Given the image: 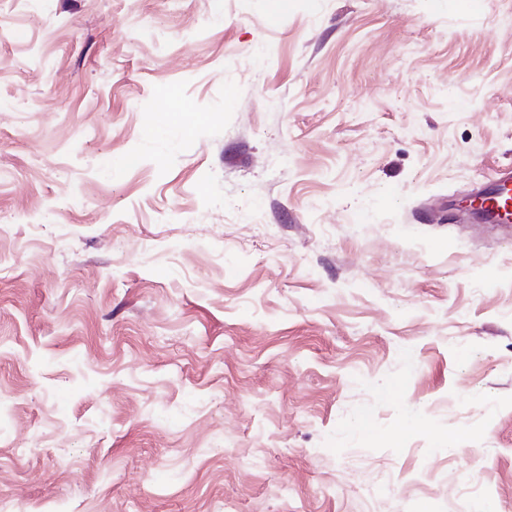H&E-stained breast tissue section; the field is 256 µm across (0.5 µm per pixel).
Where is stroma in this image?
<instances>
[{
  "label": "stroma",
  "instance_id": "obj_1",
  "mask_svg": "<svg viewBox=\"0 0 512 512\" xmlns=\"http://www.w3.org/2000/svg\"><path fill=\"white\" fill-rule=\"evenodd\" d=\"M509 165L512 0H0V512H512ZM490 184L480 188L474 200L486 211L488 219L497 224L512 221V172L511 168L499 172Z\"/></svg>",
  "mask_w": 512,
  "mask_h": 512
}]
</instances>
